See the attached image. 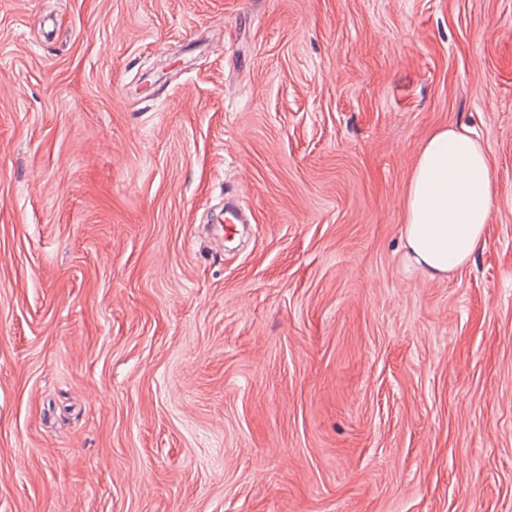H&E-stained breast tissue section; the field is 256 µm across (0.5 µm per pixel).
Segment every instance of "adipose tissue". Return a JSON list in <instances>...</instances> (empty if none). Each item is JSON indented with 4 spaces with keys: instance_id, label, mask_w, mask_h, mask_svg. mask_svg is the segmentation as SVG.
<instances>
[{
    "instance_id": "ef3b65f1",
    "label": "adipose tissue",
    "mask_w": 512,
    "mask_h": 512,
    "mask_svg": "<svg viewBox=\"0 0 512 512\" xmlns=\"http://www.w3.org/2000/svg\"><path fill=\"white\" fill-rule=\"evenodd\" d=\"M495 194L482 142L465 128L436 130L418 153L404 196L410 262L433 278L467 263L485 239Z\"/></svg>"
}]
</instances>
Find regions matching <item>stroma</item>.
<instances>
[{
	"mask_svg": "<svg viewBox=\"0 0 512 512\" xmlns=\"http://www.w3.org/2000/svg\"><path fill=\"white\" fill-rule=\"evenodd\" d=\"M0 512H512V0H0ZM495 194L482 142L466 128L436 130L418 153L404 196L410 262L432 278L467 263L484 242Z\"/></svg>",
	"mask_w": 512,
	"mask_h": 512,
	"instance_id": "35a3bbf8",
	"label": "stroma"
}]
</instances>
